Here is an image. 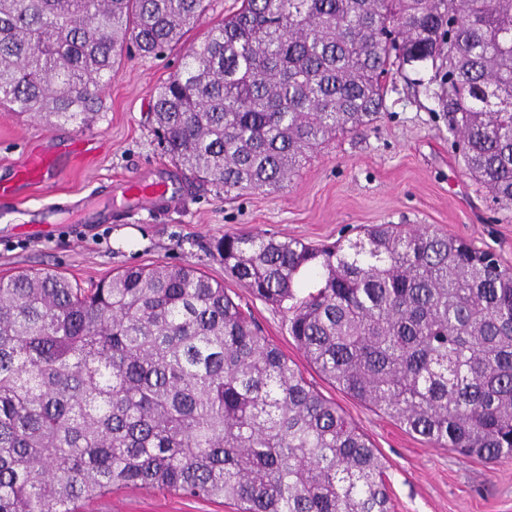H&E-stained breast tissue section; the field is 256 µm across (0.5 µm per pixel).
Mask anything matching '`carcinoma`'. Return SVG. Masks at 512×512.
Returning <instances> with one entry per match:
<instances>
[{"mask_svg": "<svg viewBox=\"0 0 512 512\" xmlns=\"http://www.w3.org/2000/svg\"><path fill=\"white\" fill-rule=\"evenodd\" d=\"M204 0H0V108L81 130L125 47L155 55ZM416 62L467 175L512 210V0H241L156 89L188 180L276 190L357 133ZM224 270L288 312L307 361L436 447L512 456V269L467 241L372 224L346 245L226 234ZM318 286L298 295L299 277ZM168 488L238 512H390L385 464L336 402L190 264L83 287L0 275V512Z\"/></svg>", "mask_w": 512, "mask_h": 512, "instance_id": "cac0c4a2", "label": "carcinoma"}]
</instances>
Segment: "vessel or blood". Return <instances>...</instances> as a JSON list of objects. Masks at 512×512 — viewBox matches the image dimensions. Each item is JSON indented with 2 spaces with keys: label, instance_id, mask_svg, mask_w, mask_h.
Instances as JSON below:
<instances>
[{
  "label": "vessel or blood",
  "instance_id": "obj_1",
  "mask_svg": "<svg viewBox=\"0 0 512 512\" xmlns=\"http://www.w3.org/2000/svg\"><path fill=\"white\" fill-rule=\"evenodd\" d=\"M92 153L93 149L85 139L53 140L33 148L22 163L14 166L8 178L0 180V202L15 203L26 190L46 186L54 180L66 163L86 160ZM124 192L128 201L160 208L170 187L162 180L146 182L130 178L124 185Z\"/></svg>",
  "mask_w": 512,
  "mask_h": 512
}]
</instances>
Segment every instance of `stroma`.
I'll return each instance as SVG.
<instances>
[{
  "instance_id": "1",
  "label": "stroma",
  "mask_w": 512,
  "mask_h": 512,
  "mask_svg": "<svg viewBox=\"0 0 512 512\" xmlns=\"http://www.w3.org/2000/svg\"><path fill=\"white\" fill-rule=\"evenodd\" d=\"M200 25L157 56L116 65L102 107L81 132L0 109V177L40 141L81 135L94 140L93 162L68 167L52 185L23 195L0 217V273L48 268L81 285L112 270L156 263L191 264L239 297L266 338L377 448L385 466L391 512H512V458L493 464L437 448L360 403L309 365L288 334L285 309L251 297L226 274L214 244L227 233L330 244L361 226L408 224L456 235L512 266V218L465 174L448 123L424 89L425 64L388 84L380 118L357 134L313 151L284 187L246 191L232 200L208 184L183 181L164 154L147 113L156 88L175 72L187 45L234 13L237 0H206ZM171 182L168 206L131 207L123 181ZM73 204L54 224H28L23 214L52 203ZM84 512H236L233 502L189 499L173 492L124 489L85 504Z\"/></svg>"
}]
</instances>
